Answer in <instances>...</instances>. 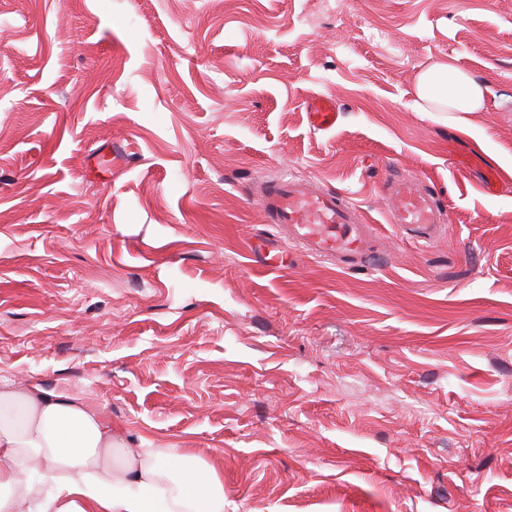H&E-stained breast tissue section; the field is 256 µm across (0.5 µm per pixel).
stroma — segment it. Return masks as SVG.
<instances>
[{
    "label": "stroma",
    "instance_id": "stroma-1",
    "mask_svg": "<svg viewBox=\"0 0 512 512\" xmlns=\"http://www.w3.org/2000/svg\"><path fill=\"white\" fill-rule=\"evenodd\" d=\"M440 63L480 111H424ZM288 174L376 226L365 265L276 240ZM0 382L216 466L224 512H512V0H0ZM336 103L328 98L314 99L308 106V121L314 130H328L336 125ZM392 201L390 224L422 245L430 244L446 223L437 195L418 176L401 175L384 184Z\"/></svg>",
    "mask_w": 512,
    "mask_h": 512
}]
</instances>
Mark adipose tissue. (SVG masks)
I'll use <instances>...</instances> for the list:
<instances>
[{"label":"adipose tissue","mask_w":512,"mask_h":512,"mask_svg":"<svg viewBox=\"0 0 512 512\" xmlns=\"http://www.w3.org/2000/svg\"><path fill=\"white\" fill-rule=\"evenodd\" d=\"M420 96L452 112H475L484 89L438 64ZM160 448L119 447L117 427L81 397L38 386L0 389V512H224V480Z\"/></svg>","instance_id":"adipose-tissue-1"}]
</instances>
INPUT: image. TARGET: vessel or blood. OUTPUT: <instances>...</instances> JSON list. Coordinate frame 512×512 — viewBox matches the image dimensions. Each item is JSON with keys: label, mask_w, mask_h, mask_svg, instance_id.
I'll use <instances>...</instances> for the list:
<instances>
[{"label": "vessel or blood", "mask_w": 512, "mask_h": 512, "mask_svg": "<svg viewBox=\"0 0 512 512\" xmlns=\"http://www.w3.org/2000/svg\"><path fill=\"white\" fill-rule=\"evenodd\" d=\"M337 117L338 110L331 99L317 98L308 106V121L313 129H330ZM384 190L392 201L390 223L420 244L433 242L446 213L430 187L419 177L401 175L385 183ZM255 198L273 224L287 235L289 244L301 252L335 258L348 266L367 261L374 227L361 218L348 199L313 188L291 175L266 183Z\"/></svg>", "instance_id": "b4317fda"}]
</instances>
